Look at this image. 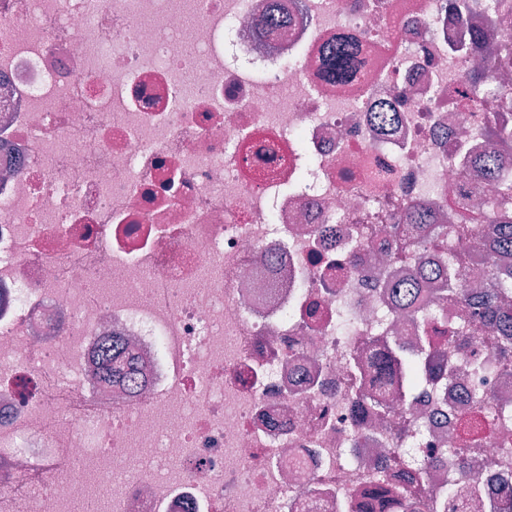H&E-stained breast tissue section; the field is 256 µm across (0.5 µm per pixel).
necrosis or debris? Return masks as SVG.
I'll return each instance as SVG.
<instances>
[{
  "label": "necrosis or debris",
  "mask_w": 512,
  "mask_h": 512,
  "mask_svg": "<svg viewBox=\"0 0 512 512\" xmlns=\"http://www.w3.org/2000/svg\"><path fill=\"white\" fill-rule=\"evenodd\" d=\"M506 29L512 0H0V512L93 485L111 512H341L400 475L383 449L455 446L463 414L487 494L512 491V427L468 398L512 400V364L462 373L489 337L448 333L447 390L383 421L347 370L390 286L448 262L383 263L377 230L407 238L411 204L493 223L466 173L512 103L467 76ZM339 34L345 85L319 63ZM102 360L106 364V375L109 381H117L130 374L132 363L129 358L113 355V345L107 344L102 350Z\"/></svg>",
  "instance_id": "necrosis-or-debris-1"
}]
</instances>
